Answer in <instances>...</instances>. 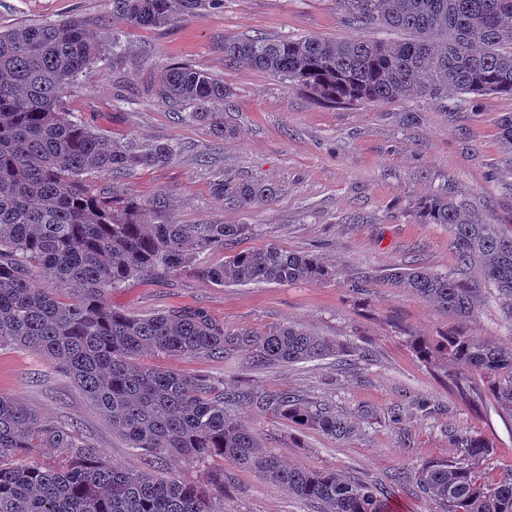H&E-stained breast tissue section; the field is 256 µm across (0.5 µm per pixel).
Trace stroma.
<instances>
[{"instance_id": "35a3bbf8", "label": "stroma", "mask_w": 512, "mask_h": 512, "mask_svg": "<svg viewBox=\"0 0 512 512\" xmlns=\"http://www.w3.org/2000/svg\"><path fill=\"white\" fill-rule=\"evenodd\" d=\"M72 16L104 44L120 38L123 54L104 57L82 73L66 111L117 144L180 147L170 164L131 171L120 181L121 190L141 198L164 195L167 207L160 218L166 222L254 227V235L208 255V263L274 242L314 254L328 270L309 282L224 288L189 272L164 284L137 279L111 300L143 316L171 306H201L235 329L296 322L336 340L340 355L267 369L248 368L240 357L216 362L146 353L142 363L332 401L356 427L348 439L300 429L249 407L237 416L287 464L329 468L384 488L395 512H440L419 491L414 474L426 462L453 456L449 426L471 428L492 443V455L476 468L482 482L511 472L512 417L499 408L484 377L458 368L437 350L444 336L460 329L489 345L512 348V319L480 267L472 266L467 285L481 303L464 321L394 287L387 275L414 265L454 273L456 249L447 227L415 215V204L433 193L451 190L501 232L512 233V194L502 188L512 181V168L501 161L498 139V122L512 113V97L334 107L248 65H225L228 36L379 37V30L345 23L334 0H224L223 10L178 16L160 29H133L113 18L112 0H0V30ZM171 63L223 79L230 92L223 136L148 95L161 67ZM238 183H271L277 195L247 212L224 199L223 185ZM421 344L430 347L429 355L419 354ZM456 376L462 387L478 393V404L460 394L452 382ZM0 393L47 420L74 424L112 463H143L68 376L32 350L0 349ZM169 467L194 483L223 469L224 494L214 500L215 512H320L318 504L230 465L176 459ZM398 472L407 473V481L392 483Z\"/></svg>"}]
</instances>
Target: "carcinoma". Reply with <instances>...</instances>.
<instances>
[{"label":"carcinoma","mask_w":512,"mask_h":512,"mask_svg":"<svg viewBox=\"0 0 512 512\" xmlns=\"http://www.w3.org/2000/svg\"><path fill=\"white\" fill-rule=\"evenodd\" d=\"M336 6L353 24L402 38L226 37L224 63H246L334 105L512 95V0H336ZM223 7L224 0H112V15L132 28L157 29L176 15ZM105 53L76 17L0 32V348L31 349L64 371L146 462L107 463L74 425L48 422L0 393V512H214L212 500L224 496V470L197 485L165 466L174 458L203 464L217 457L321 504L323 512H390L387 495L365 483L332 469L284 465L232 414L244 403L260 415L347 439L355 427L332 404L138 362L146 352L219 362L243 355L266 367L321 360L340 345L298 323L229 330L199 306L141 316L109 303L112 291L144 277L165 282L193 271L222 287L299 283L327 271L314 255L275 243L206 264L205 255L251 234L252 225L156 224L146 215L166 208L164 196L140 200L95 190L92 176L115 182L177 154L168 142L117 146L63 111L78 76ZM150 93L192 108L187 117L224 135V113L215 106L226 103L229 91L211 73L167 65ZM499 141L512 163V113L499 121ZM276 195L271 184L224 189L244 211ZM417 215L448 226L458 276L418 266L388 273L394 285L468 318L476 295L461 276L477 264L512 318V234H501L448 190L420 201ZM35 273L52 287L35 286ZM444 348L452 362L485 376L512 416V350L464 331L447 336ZM448 437L456 456L419 468L422 492L444 512H512V474L485 484L473 467L492 453L489 442L470 429L453 428ZM45 451L56 460L37 461Z\"/></svg>","instance_id":"1"}]
</instances>
